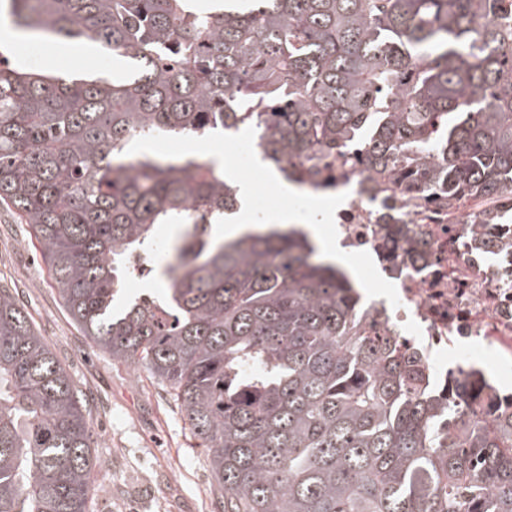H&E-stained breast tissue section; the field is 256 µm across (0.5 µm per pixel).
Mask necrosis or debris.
Here are the masks:
<instances>
[{
	"label": "necrosis or debris",
	"mask_w": 512,
	"mask_h": 512,
	"mask_svg": "<svg viewBox=\"0 0 512 512\" xmlns=\"http://www.w3.org/2000/svg\"><path fill=\"white\" fill-rule=\"evenodd\" d=\"M330 175L346 196L335 213L342 246L368 252L399 296L396 307L366 299L367 323L417 358L429 384L465 386L474 409L512 416V394L487 376L512 371V225L471 227L484 210L475 200L452 214L425 208L415 191H379L350 152ZM486 236L495 238L493 250L478 247Z\"/></svg>",
	"instance_id": "obj_1"
}]
</instances>
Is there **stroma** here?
Masks as SVG:
<instances>
[{
	"mask_svg": "<svg viewBox=\"0 0 512 512\" xmlns=\"http://www.w3.org/2000/svg\"><path fill=\"white\" fill-rule=\"evenodd\" d=\"M0 55L59 74L110 57L60 39L17 42L0 32ZM8 289L86 400L101 488L94 512H223L209 465L181 409L144 369L113 360L62 306L31 229L0 205V289Z\"/></svg>",
	"mask_w": 512,
	"mask_h": 512,
	"instance_id": "35a3bbf8",
	"label": "stroma"
}]
</instances>
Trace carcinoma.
I'll return each instance as SVG.
<instances>
[{"instance_id":"obj_1","label":"carcinoma","mask_w":512,"mask_h":512,"mask_svg":"<svg viewBox=\"0 0 512 512\" xmlns=\"http://www.w3.org/2000/svg\"><path fill=\"white\" fill-rule=\"evenodd\" d=\"M11 0L14 28L102 49L120 75L0 59V203L72 320L181 407L224 512H512V422L490 429L367 331L309 235L209 232L215 161L128 153L151 134L258 132L264 158L362 170L448 208L512 199V0ZM179 227L156 297L129 258ZM84 397L0 289V512H92ZM155 277H139L134 274L124 279L122 287L130 297H144L148 293L159 291L158 288L161 286V283Z\"/></svg>"}]
</instances>
